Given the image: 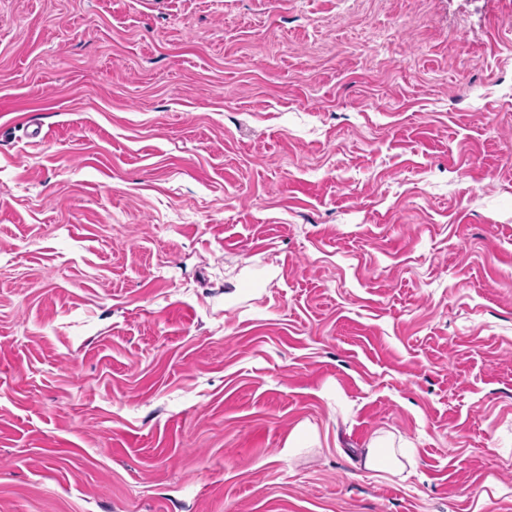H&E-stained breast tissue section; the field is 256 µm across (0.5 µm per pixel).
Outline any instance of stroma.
<instances>
[{"label":"stroma","instance_id":"1","mask_svg":"<svg viewBox=\"0 0 512 512\" xmlns=\"http://www.w3.org/2000/svg\"><path fill=\"white\" fill-rule=\"evenodd\" d=\"M0 512H512V0H0ZM391 447L384 443L383 437L376 438L366 449L365 467L374 471L387 472L392 476H402L406 471V460L411 470L414 467V458L411 448H384ZM411 470L407 471L410 473Z\"/></svg>","mask_w":512,"mask_h":512}]
</instances>
